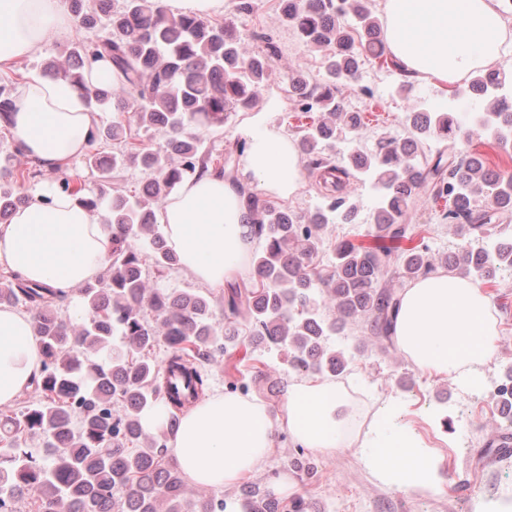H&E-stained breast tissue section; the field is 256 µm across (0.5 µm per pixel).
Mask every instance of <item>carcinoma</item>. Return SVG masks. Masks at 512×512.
<instances>
[{
	"label": "carcinoma",
	"mask_w": 512,
	"mask_h": 512,
	"mask_svg": "<svg viewBox=\"0 0 512 512\" xmlns=\"http://www.w3.org/2000/svg\"><path fill=\"white\" fill-rule=\"evenodd\" d=\"M69 5L80 24L94 22L86 0H69ZM282 22L293 26L307 46L329 50L322 80L300 71L288 75V98L303 113H320L303 127L300 149L310 158L311 170L331 176L323 179L332 187L322 193L328 204L306 215L262 202L239 182L231 163L244 144L215 155L200 151L199 140L188 132L196 124L220 127L231 113L255 107L278 55L272 35L252 33L250 39L263 47L250 52L231 23L172 18L160 0H123L112 9L101 36L71 43L67 63L46 66L52 76L69 77L92 104L110 101L122 111L135 101L137 129L159 142H133L130 125L121 120L101 124L92 143L110 141L119 150L106 158L95 151L85 155L86 166L96 173L97 192L89 195L67 178L56 180L60 191L78 196L88 208L107 203L105 222L116 227L106 278L78 289L87 307L82 322L66 323L56 313L69 294L15 273L0 280V306L27 307L43 356L40 375L32 381L34 400L21 414L0 421L5 432L0 443L9 449L0 452V485L11 488V502L0 500V512H17L26 495L35 498L39 512H227L224 498H185L181 472L165 463L166 438L143 429V415L164 401L171 408L169 432H174L180 423L177 410L187 404L166 389L165 376L150 358L159 342L170 349L166 371L186 377L195 400L204 395V365L215 349L237 345L239 317L252 321L268 345L288 351L294 369L337 379L346 373L349 359L345 349L331 348L327 341L349 322L361 323L363 332L352 353L371 345L387 354L395 349L400 298L384 282L392 254H397L395 274L402 280L425 278L442 268L453 277L487 281L502 268L512 270V235L506 226L512 190L479 156L456 152L460 127L449 113L414 112L410 136L379 140L370 151L354 150L342 166L324 155L338 136L348 133L357 140L364 132L362 115L346 111L339 95L359 80L363 58L385 54L383 22L367 0H351L341 12L334 10L333 0H288ZM100 58L121 74L111 87L85 82L84 69ZM505 86L498 69L478 71L468 83L481 98ZM11 112V88L0 84V126L11 125ZM482 126L494 128L499 148L512 151V97L493 96ZM427 138L448 145L420 163L419 144ZM131 165L155 177L136 197L109 193L112 172ZM38 166L33 160L24 170H0L1 224L28 204L15 183L43 176ZM209 170L236 186L245 198L251 234L263 242L252 258L257 283H234L224 294L221 331L210 297L149 287L136 246L147 240L159 272L179 263L159 230L157 213L184 177ZM361 174L371 175L386 191L373 213L375 244L344 242L335 249L330 273L315 272L310 262L322 250L325 226L336 220L351 224L358 215V204L342 193V186ZM424 183L430 184L434 203L448 205L443 219L463 235L478 233L452 256L436 258L427 244L415 241V226L404 223ZM76 414L82 417L78 431L72 428ZM32 433L42 438L43 460L22 448ZM266 498L249 487L236 503L239 512H260Z\"/></svg>",
	"instance_id": "carcinoma-1"
}]
</instances>
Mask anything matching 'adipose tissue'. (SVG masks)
<instances>
[{
	"label": "adipose tissue",
	"instance_id": "1",
	"mask_svg": "<svg viewBox=\"0 0 512 512\" xmlns=\"http://www.w3.org/2000/svg\"><path fill=\"white\" fill-rule=\"evenodd\" d=\"M388 51L415 72L448 82L490 63L512 76V32L490 0H387ZM68 0H0V66L36 54L72 34ZM11 134L25 156L48 171L86 153L95 131L92 106L64 77L33 74L12 95ZM242 169L266 192L294 193L301 169L297 150L253 115L244 129ZM160 223L183 268L216 287L242 267L250 245L245 209L233 186L217 175L185 179L169 196ZM112 253V228L74 197L44 188L9 223L0 224V266L24 279L69 291L101 273ZM491 303L474 283L444 274L415 282L402 294L396 340L421 368L473 384L472 366L493 346ZM42 367L30 315L0 309V407L12 404ZM345 403L335 385L306 382L288 390L286 426L297 444L332 450L351 431L339 415ZM275 444L264 405L214 394L191 409L170 440L178 468L191 482L227 487L250 474ZM363 462L400 490L441 491L435 455L390 424L376 423Z\"/></svg>",
	"mask_w": 512,
	"mask_h": 512
}]
</instances>
